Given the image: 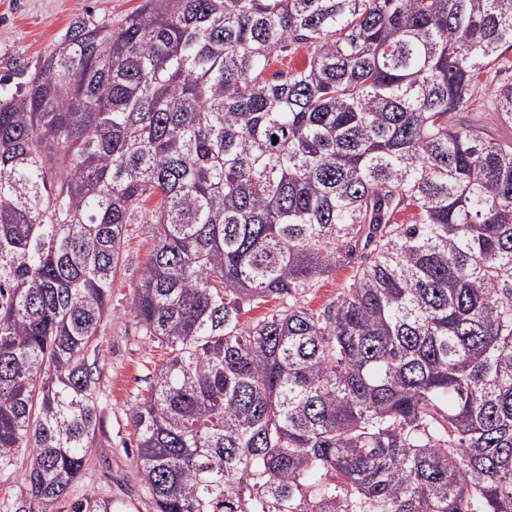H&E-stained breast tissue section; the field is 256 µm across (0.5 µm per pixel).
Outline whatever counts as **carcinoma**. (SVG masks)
Instances as JSON below:
<instances>
[{
    "label": "carcinoma",
    "instance_id": "carcinoma-1",
    "mask_svg": "<svg viewBox=\"0 0 512 512\" xmlns=\"http://www.w3.org/2000/svg\"><path fill=\"white\" fill-rule=\"evenodd\" d=\"M511 50L512 0H143L0 94V461L43 512L132 224L156 512H512ZM353 273L351 265L340 268L336 275L325 279L320 283L321 287L310 298V306L312 308H320L327 300L336 294V288L343 283Z\"/></svg>",
    "mask_w": 512,
    "mask_h": 512
}]
</instances>
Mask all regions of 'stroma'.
Returning <instances> with one entry per match:
<instances>
[{
    "label": "stroma",
    "instance_id": "35a3bbf8",
    "mask_svg": "<svg viewBox=\"0 0 512 512\" xmlns=\"http://www.w3.org/2000/svg\"><path fill=\"white\" fill-rule=\"evenodd\" d=\"M141 0H0V90L10 93L21 70H34L66 37L74 18L120 19ZM154 241L148 227L134 224L112 285L111 314L89 356L101 375L100 430L82 477L71 496L97 492L125 503L126 512H155L136 466V436L129 409L146 397L165 355L150 346L131 313L133 289ZM27 454L0 463V512H42L23 478Z\"/></svg>",
    "mask_w": 512,
    "mask_h": 512
}]
</instances>
